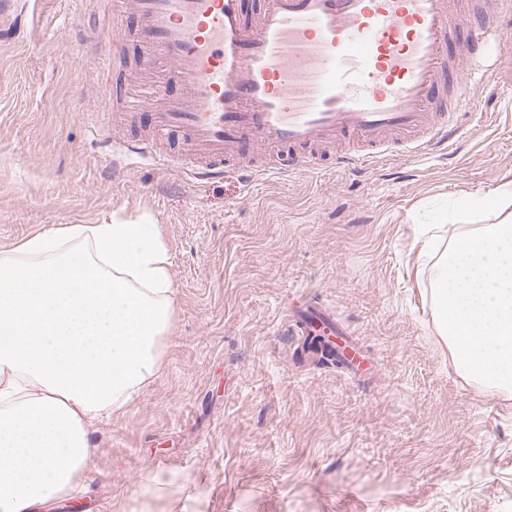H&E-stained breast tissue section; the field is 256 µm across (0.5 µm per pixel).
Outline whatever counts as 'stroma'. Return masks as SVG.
<instances>
[{
	"instance_id": "1",
	"label": "stroma",
	"mask_w": 512,
	"mask_h": 512,
	"mask_svg": "<svg viewBox=\"0 0 512 512\" xmlns=\"http://www.w3.org/2000/svg\"><path fill=\"white\" fill-rule=\"evenodd\" d=\"M90 0H9L0 17V250L71 224L144 220L176 289L161 366L92 434L84 489L41 512H512V399L459 375L433 331L417 213L512 187V49L497 85L469 86L451 151H396L359 172L255 180L112 163L87 112L98 83L77 42ZM310 292L360 352L307 361L285 309ZM162 492L144 506V478Z\"/></svg>"
}]
</instances>
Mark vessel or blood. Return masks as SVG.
<instances>
[{
	"label": "vessel or blood",
	"instance_id": "obj_1",
	"mask_svg": "<svg viewBox=\"0 0 512 512\" xmlns=\"http://www.w3.org/2000/svg\"><path fill=\"white\" fill-rule=\"evenodd\" d=\"M480 21L469 61L512 18V0L493 12L481 0H112L131 11L143 48L141 78L123 88L122 118L146 135L123 142L113 161L165 159L198 176H220L255 157V175L318 170L317 148L349 143L336 166L375 164L393 146L419 157L448 142V127L469 101L468 84H489L496 70L458 78L451 48L462 3ZM107 29L82 44L111 70ZM302 319L332 336L334 319L306 305Z\"/></svg>",
	"mask_w": 512,
	"mask_h": 512
}]
</instances>
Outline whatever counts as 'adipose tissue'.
Instances as JSON below:
<instances>
[{
  "label": "adipose tissue",
  "instance_id": "obj_1",
  "mask_svg": "<svg viewBox=\"0 0 512 512\" xmlns=\"http://www.w3.org/2000/svg\"><path fill=\"white\" fill-rule=\"evenodd\" d=\"M173 301L153 224H74L0 251V512L78 492L92 431L159 369Z\"/></svg>",
  "mask_w": 512,
  "mask_h": 512
}]
</instances>
